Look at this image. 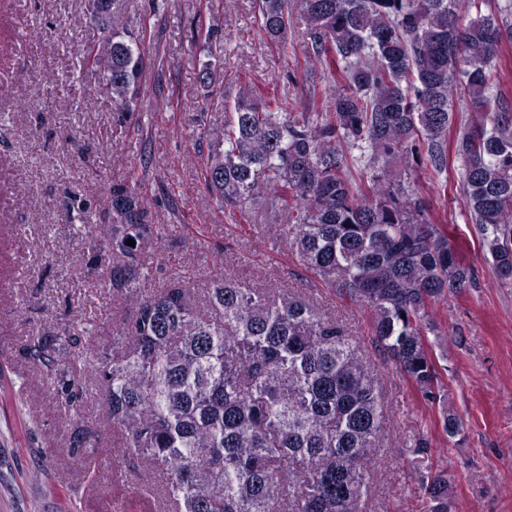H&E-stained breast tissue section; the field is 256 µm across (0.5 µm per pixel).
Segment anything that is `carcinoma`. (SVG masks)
I'll return each instance as SVG.
<instances>
[{"label": "carcinoma", "mask_w": 512, "mask_h": 512, "mask_svg": "<svg viewBox=\"0 0 512 512\" xmlns=\"http://www.w3.org/2000/svg\"><path fill=\"white\" fill-rule=\"evenodd\" d=\"M485 2L260 0L261 32L280 50L293 16L304 24L305 67L321 84L304 112L289 76L272 99L239 87L200 163L229 223L274 213V242L369 308L376 345L442 406L450 437L462 419L445 400L429 317L446 293L474 287L475 272L411 176L424 164L445 170L453 150L470 218L497 277L512 283V95L499 84L512 20L482 13ZM91 7L112 32L82 65L105 76L121 124L138 111L147 64L123 0ZM458 102L471 115L450 143ZM109 194L98 223L82 225L77 263L104 271L129 312L116 350L75 327L86 321L79 311L23 348L70 416L68 447L89 470L108 454L84 417L93 388L122 451L112 467L161 481V512H366L389 413L360 342L285 289L224 278L202 295L130 287L150 276L166 232L128 186ZM449 487L448 472L427 476L428 512H452Z\"/></svg>", "instance_id": "obj_1"}]
</instances>
